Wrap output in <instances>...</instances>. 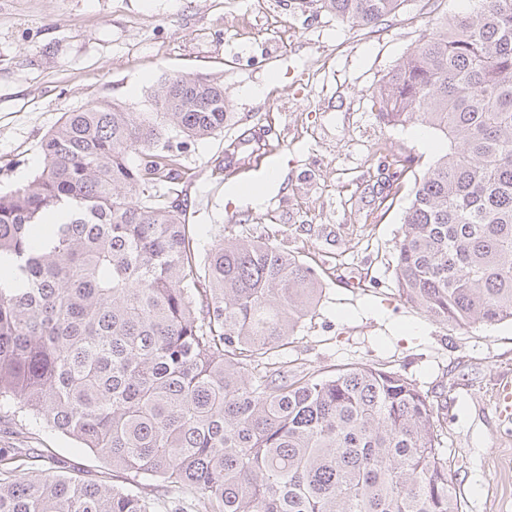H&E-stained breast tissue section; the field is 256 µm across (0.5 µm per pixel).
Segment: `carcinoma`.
<instances>
[{"mask_svg": "<svg viewBox=\"0 0 512 512\" xmlns=\"http://www.w3.org/2000/svg\"><path fill=\"white\" fill-rule=\"evenodd\" d=\"M376 27L406 0H318ZM386 76L380 118L449 141L416 181L395 245L403 301L451 327L512 321V0H470ZM154 112H66L44 166L0 192V419L60 432L132 479L18 475L0 448V512H458L427 395L357 364L288 378L279 351L322 292L259 240L202 253L160 188L230 120L223 85L162 79ZM67 221L36 228L55 210ZM179 490L189 500L168 499Z\"/></svg>", "mask_w": 512, "mask_h": 512, "instance_id": "cac0c4a2", "label": "carcinoma"}]
</instances>
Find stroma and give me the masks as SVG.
Returning a JSON list of instances; mask_svg holds the SVG:
<instances>
[{
  "label": "stroma",
  "mask_w": 512,
  "mask_h": 512,
  "mask_svg": "<svg viewBox=\"0 0 512 512\" xmlns=\"http://www.w3.org/2000/svg\"><path fill=\"white\" fill-rule=\"evenodd\" d=\"M465 6L405 0L368 30L318 0H0V191L41 169L64 113L101 100L151 112L162 78L220 82L232 118L186 152L177 186L200 248L243 235L319 268L315 313L284 352L289 373L364 363L412 380L434 404L461 512H512V423L494 410L512 380V322L445 327L401 301L403 212L448 143L379 117L383 77L435 18ZM259 129L258 164L246 142ZM22 445L40 472L62 460L114 481L100 454L60 433L37 427Z\"/></svg>",
  "instance_id": "35a3bbf8"
}]
</instances>
